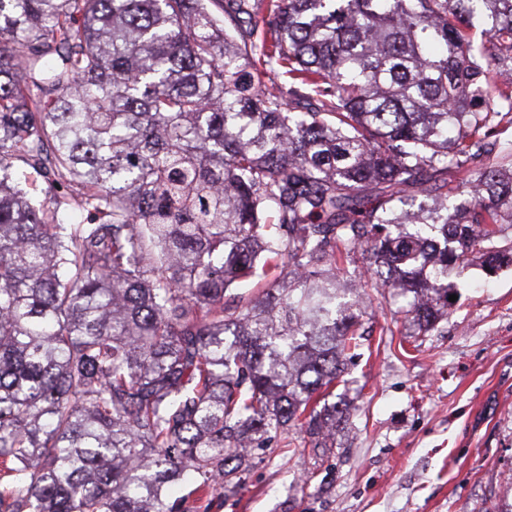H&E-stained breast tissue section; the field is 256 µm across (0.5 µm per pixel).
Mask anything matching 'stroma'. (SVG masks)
Returning <instances> with one entry per match:
<instances>
[{
    "label": "stroma",
    "instance_id": "stroma-1",
    "mask_svg": "<svg viewBox=\"0 0 512 512\" xmlns=\"http://www.w3.org/2000/svg\"><path fill=\"white\" fill-rule=\"evenodd\" d=\"M456 300L424 336L406 299L367 287V338L336 391L350 425L333 452L271 434L210 512H491L512 491V266L448 269Z\"/></svg>",
    "mask_w": 512,
    "mask_h": 512
}]
</instances>
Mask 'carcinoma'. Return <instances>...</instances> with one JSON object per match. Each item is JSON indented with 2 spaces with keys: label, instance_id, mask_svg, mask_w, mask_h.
<instances>
[{
  "label": "carcinoma",
  "instance_id": "carcinoma-1",
  "mask_svg": "<svg viewBox=\"0 0 512 512\" xmlns=\"http://www.w3.org/2000/svg\"><path fill=\"white\" fill-rule=\"evenodd\" d=\"M511 124L512 0H0V512H199L264 435L333 447L343 262L434 330L448 265L512 264Z\"/></svg>",
  "mask_w": 512,
  "mask_h": 512
}]
</instances>
